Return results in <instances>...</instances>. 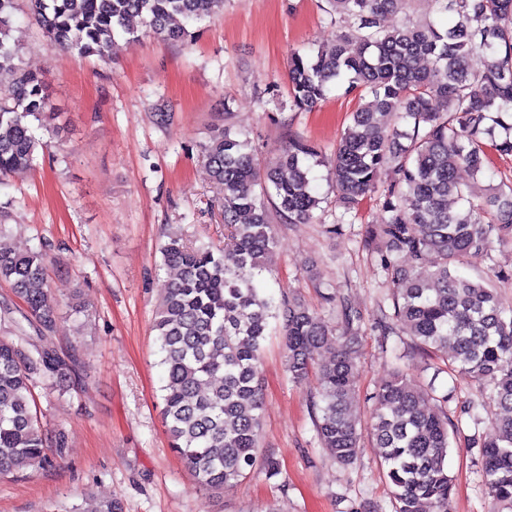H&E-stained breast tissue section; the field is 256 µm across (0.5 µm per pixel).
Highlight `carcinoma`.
<instances>
[{
  "instance_id": "1",
  "label": "carcinoma",
  "mask_w": 512,
  "mask_h": 512,
  "mask_svg": "<svg viewBox=\"0 0 512 512\" xmlns=\"http://www.w3.org/2000/svg\"><path fill=\"white\" fill-rule=\"evenodd\" d=\"M336 37L309 54L291 55L292 106L305 111L330 85L347 82L362 103L350 113L330 159L331 181L345 211L376 195L382 217L368 245L389 279L393 314L385 335L403 333L438 354L453 371L489 389L478 449L490 512H512V307L485 281L458 268L488 255L491 239L512 242V179L493 184L490 155L512 156V0H431L452 14L445 25L385 18L407 13L417 0H328ZM24 7L42 33L81 59H110L115 37L142 20L156 36L183 41L189 26L222 10L224 0H0V182L34 165L43 146L40 128L65 132L46 81L23 68L11 44L16 12ZM430 67L422 66L424 60ZM508 135L495 136V127ZM212 183L223 193L224 248L170 239L163 266L177 270L156 311L163 416L170 446L197 485L227 489L256 462L262 397L257 384L270 320L282 324L290 378L317 370L311 398L317 437L342 466L359 460L360 420L351 411L357 389L353 359L361 315L341 303L340 336L291 296L276 301L259 288L274 253L267 186L276 214L303 224L318 208L311 186L315 151L293 139L278 160L260 166L249 140L217 128L203 147ZM465 169L471 182L463 183ZM389 174L380 185L383 174ZM467 203L452 211L448 201ZM40 249L0 250V280L24 300L39 335L53 330L55 301ZM328 354L329 361L319 362ZM395 366L372 392L370 434L383 449L382 466L394 512H452V477L446 459L452 391L437 393L435 379L412 380ZM74 355L35 344L31 336L0 337V474L27 475L49 465L46 448L61 457L64 431L44 428L34 388L39 381L67 392ZM463 405L459 415L476 417Z\"/></svg>"
}]
</instances>
